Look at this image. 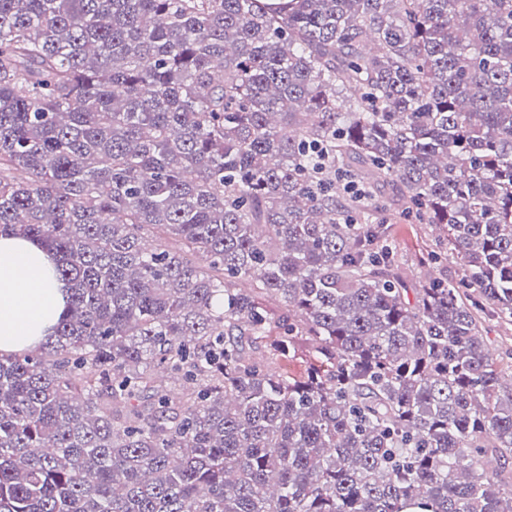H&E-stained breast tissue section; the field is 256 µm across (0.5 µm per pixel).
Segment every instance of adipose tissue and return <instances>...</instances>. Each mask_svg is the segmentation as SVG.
<instances>
[{"label": "adipose tissue", "instance_id": "adipose-tissue-1", "mask_svg": "<svg viewBox=\"0 0 512 512\" xmlns=\"http://www.w3.org/2000/svg\"><path fill=\"white\" fill-rule=\"evenodd\" d=\"M37 242L0 235V354L41 345L66 310L65 282Z\"/></svg>", "mask_w": 512, "mask_h": 512}]
</instances>
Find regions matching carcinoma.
<instances>
[{"label":"carcinoma","instance_id":"obj_1","mask_svg":"<svg viewBox=\"0 0 512 512\" xmlns=\"http://www.w3.org/2000/svg\"><path fill=\"white\" fill-rule=\"evenodd\" d=\"M0 234V512H512V0H0ZM392 243L409 279L424 280L428 275L455 279L460 274L459 262L448 257L442 265L422 267L420 260L435 249L432 228L426 224H392ZM37 242L0 235V354L41 345L66 310L67 287Z\"/></svg>","mask_w":512,"mask_h":512}]
</instances>
